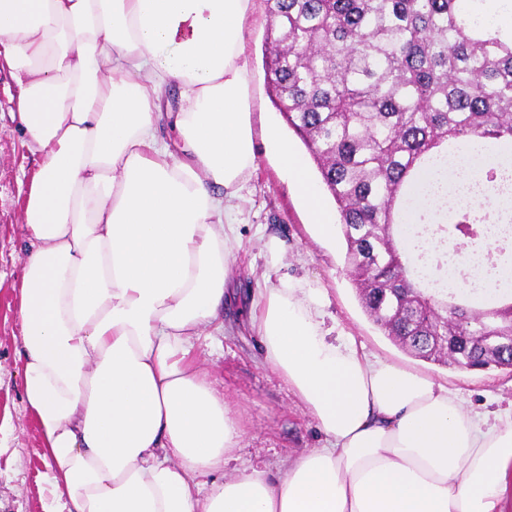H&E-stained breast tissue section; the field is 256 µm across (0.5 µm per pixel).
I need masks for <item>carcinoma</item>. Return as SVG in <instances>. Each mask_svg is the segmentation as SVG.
<instances>
[{
  "mask_svg": "<svg viewBox=\"0 0 512 512\" xmlns=\"http://www.w3.org/2000/svg\"><path fill=\"white\" fill-rule=\"evenodd\" d=\"M273 102L335 200L362 307L412 355L460 369L512 368V300L474 310L406 265L396 238L421 164L456 140L512 139V29L458 0H266ZM477 223L452 216L464 235ZM479 336H503L489 349Z\"/></svg>",
  "mask_w": 512,
  "mask_h": 512,
  "instance_id": "cac0c4a2",
  "label": "carcinoma"
}]
</instances>
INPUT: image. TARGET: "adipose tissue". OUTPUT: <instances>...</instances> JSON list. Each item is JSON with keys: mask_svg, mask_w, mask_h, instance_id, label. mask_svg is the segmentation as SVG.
Here are the masks:
<instances>
[{"mask_svg": "<svg viewBox=\"0 0 512 512\" xmlns=\"http://www.w3.org/2000/svg\"><path fill=\"white\" fill-rule=\"evenodd\" d=\"M254 0H0V58L36 171L18 318L24 392L57 512H503L512 410L324 328L300 278L259 292L264 361L322 447L224 476L238 429L194 363L223 311L236 204L274 155L320 236L335 215L276 127L255 134ZM178 87L181 158L160 127Z\"/></svg>", "mask_w": 512, "mask_h": 512, "instance_id": "ef3b65f1", "label": "adipose tissue"}]
</instances>
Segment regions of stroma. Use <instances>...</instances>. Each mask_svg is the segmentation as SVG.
<instances>
[{
    "label": "stroma",
    "instance_id": "1",
    "mask_svg": "<svg viewBox=\"0 0 512 512\" xmlns=\"http://www.w3.org/2000/svg\"><path fill=\"white\" fill-rule=\"evenodd\" d=\"M265 6L245 28L253 74L251 96L256 131L282 124L265 78ZM15 83L0 68V512H45L43 476L49 460L36 423L24 402L23 345L17 308L26 248L22 238V205L36 168L24 145L23 130L13 119ZM245 222L238 227L241 247L230 263V299L221 325L208 326L196 351L197 366L210 374L216 390L235 413L240 442L230 454L228 470H284L302 451L320 447L323 436L293 390L263 361L259 338L247 324L252 297L265 287L264 273L273 262L264 243L275 235L285 242L282 273L325 289V322L354 336L380 357L419 372L451 388H460L473 406L493 401L512 404V371L466 370L416 358L394 344L364 312L346 266L342 237L318 238L307 212L274 158L258 155L257 167L240 203Z\"/></svg>",
    "mask_w": 512,
    "mask_h": 512
}]
</instances>
